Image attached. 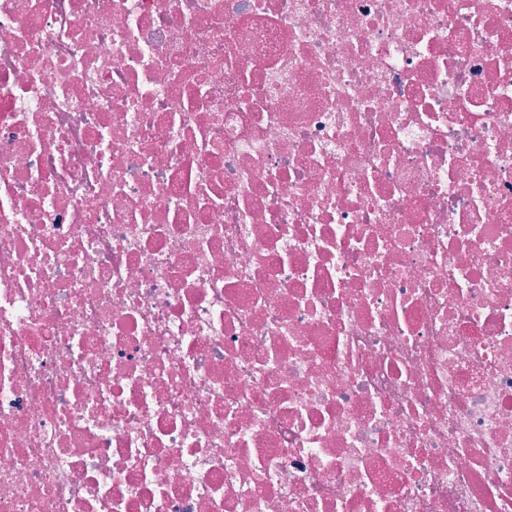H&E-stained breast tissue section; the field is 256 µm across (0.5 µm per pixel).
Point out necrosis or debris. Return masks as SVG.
I'll use <instances>...</instances> for the list:
<instances>
[{"instance_id": "4bbe7bcc", "label": "necrosis or debris", "mask_w": 512, "mask_h": 512, "mask_svg": "<svg viewBox=\"0 0 512 512\" xmlns=\"http://www.w3.org/2000/svg\"><path fill=\"white\" fill-rule=\"evenodd\" d=\"M0 512H512V0H0Z\"/></svg>"}]
</instances>
